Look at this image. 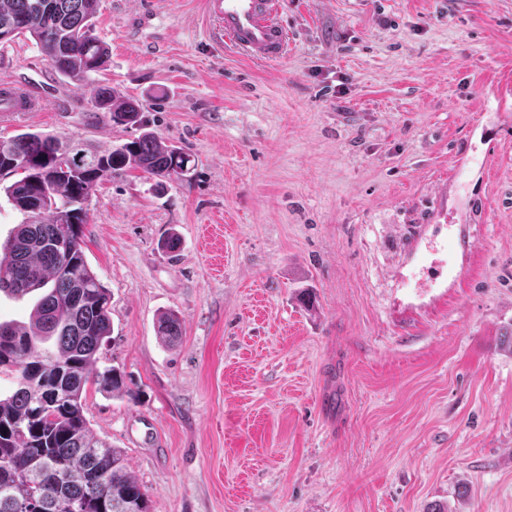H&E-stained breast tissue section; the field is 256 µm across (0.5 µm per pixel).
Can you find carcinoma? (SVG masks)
<instances>
[{
  "label": "carcinoma",
  "mask_w": 512,
  "mask_h": 512,
  "mask_svg": "<svg viewBox=\"0 0 512 512\" xmlns=\"http://www.w3.org/2000/svg\"><path fill=\"white\" fill-rule=\"evenodd\" d=\"M98 3L0 0V40L30 34L51 67L83 87L110 62L109 46L92 34ZM94 103L116 125L141 126L139 105L105 85ZM75 146L84 158L72 155ZM16 157L21 170L11 165ZM125 168L181 180L191 154L145 128L108 153L41 132L0 139V177L21 175L0 191L27 215L5 244L0 291H42L29 322L0 323V374L16 379L0 397V512H149L145 488L123 451L93 433L83 400L89 382L103 394H131L119 368L97 367L112 335L110 295L86 259L82 231L99 179ZM181 334L176 312L159 317L162 341Z\"/></svg>",
  "instance_id": "carcinoma-1"
}]
</instances>
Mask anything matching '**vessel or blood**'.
I'll use <instances>...</instances> for the list:
<instances>
[{"instance_id": "vessel-or-blood-1", "label": "vessel or blood", "mask_w": 512, "mask_h": 512, "mask_svg": "<svg viewBox=\"0 0 512 512\" xmlns=\"http://www.w3.org/2000/svg\"><path fill=\"white\" fill-rule=\"evenodd\" d=\"M216 38L252 59L275 63L288 53V32L280 20L281 0H204ZM38 97L21 85L0 84V114L38 112Z\"/></svg>"}]
</instances>
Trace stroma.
I'll return each instance as SVG.
<instances>
[{
  "instance_id": "1",
  "label": "stroma",
  "mask_w": 512,
  "mask_h": 512,
  "mask_svg": "<svg viewBox=\"0 0 512 512\" xmlns=\"http://www.w3.org/2000/svg\"><path fill=\"white\" fill-rule=\"evenodd\" d=\"M282 16L288 53L262 63L217 44L203 0L99 2L97 83L195 167L106 173L86 204L101 361L131 388H88L91 428L150 512H512V0ZM2 80L45 106L0 137L139 134L30 36L0 43ZM94 103L98 109H107L111 112L114 124L142 127L139 105L130 99H120L106 85L95 88ZM182 334V323L174 311L163 313L157 322V336L164 342H174Z\"/></svg>"
}]
</instances>
